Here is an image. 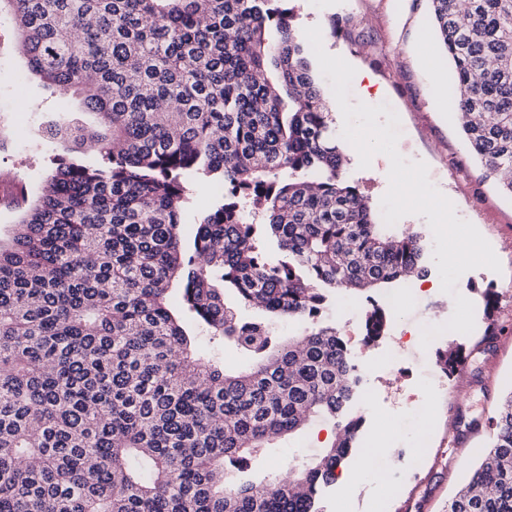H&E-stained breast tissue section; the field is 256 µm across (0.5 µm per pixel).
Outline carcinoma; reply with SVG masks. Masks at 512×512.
Listing matches in <instances>:
<instances>
[{
  "instance_id": "obj_1",
  "label": "carcinoma",
  "mask_w": 512,
  "mask_h": 512,
  "mask_svg": "<svg viewBox=\"0 0 512 512\" xmlns=\"http://www.w3.org/2000/svg\"><path fill=\"white\" fill-rule=\"evenodd\" d=\"M486 177L512 193V0H430ZM28 72L92 126L61 144L0 242V512H320L354 448L358 370L318 317L428 272L359 190L288 0H0ZM93 151L96 165L77 155ZM224 188L182 232L197 180ZM179 306L169 301L172 286ZM257 309L246 319L240 311ZM277 320L306 324L282 345ZM381 308L363 341L385 335ZM249 355L236 371L196 330ZM462 346L438 356L453 376ZM315 418L334 436L289 478L247 463ZM448 512H512V393Z\"/></svg>"
}]
</instances>
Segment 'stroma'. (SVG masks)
<instances>
[{"label":"stroma","instance_id":"35a3bbf8","mask_svg":"<svg viewBox=\"0 0 512 512\" xmlns=\"http://www.w3.org/2000/svg\"><path fill=\"white\" fill-rule=\"evenodd\" d=\"M293 23L299 28L319 26L325 50L345 59L356 70L351 82L350 104H389L401 121L398 152L407 160L428 167L433 185L449 198L458 218L472 223L490 243L502 270L476 268L458 280V293L474 305V316L482 326L512 317V295L498 297L496 314H489L485 289L495 287L498 274L512 273V195L503 191L471 151L461 127L448 110L439 90L451 83L453 68L431 22L429 0H289ZM345 28L333 29L334 20ZM65 117L92 122L71 96L51 94L32 77L19 54L8 23L0 24V171L28 184H42L47 176L46 158L57 145L47 142L42 127L48 120ZM345 169L347 181L358 187L373 211L389 187L390 161L378 154L369 168L359 166L356 150H349ZM429 274L422 289L404 306L387 308L388 333L400 343L408 362L424 366L417 379L393 381L383 358L385 340L370 344L366 355L376 370L370 409L359 430L357 443L341 469L342 480L327 487L321 497L322 512H400L409 498L420 502L416 512H447L450 497L468 478L490 441L485 416L496 413L502 397L512 389V339L486 351L478 336L457 334L456 340L471 352L472 365L482 367L485 379L462 386L453 379L448 393H434L441 370L436 360L448 347L447 336H439L422 349L414 346L426 325L446 322L452 315L447 295L434 260H427ZM403 283L375 288L370 299L340 291V307H328L323 319L331 325H347L349 332L362 335L370 300L388 294H404ZM432 401L436 421L424 427L420 417L410 416L408 395ZM464 408L466 417L480 419V426L459 447L461 463L454 469L438 463L442 443L448 436L453 408ZM384 434L392 450L390 467L373 475L363 471L361 461L377 434ZM331 423L313 421L297 439L281 441L272 458L252 462L249 476L271 480L283 469L309 460L332 439Z\"/></svg>","mask_w":512,"mask_h":512}]
</instances>
